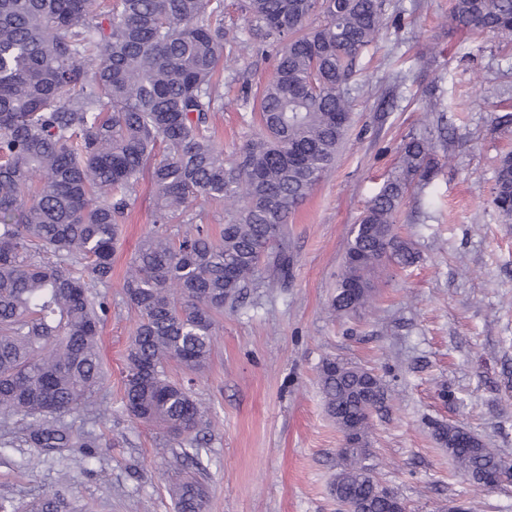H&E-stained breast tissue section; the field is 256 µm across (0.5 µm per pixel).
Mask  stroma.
Wrapping results in <instances>:
<instances>
[{
  "mask_svg": "<svg viewBox=\"0 0 512 512\" xmlns=\"http://www.w3.org/2000/svg\"><path fill=\"white\" fill-rule=\"evenodd\" d=\"M452 0H386L395 20L363 53L349 83L352 127L334 168L288 224V277L269 271L218 315L206 370L190 376L213 421L205 469L208 512H337L330 491L343 437L319 386L325 359L376 370L390 399L372 417L370 462L408 512H512V480L470 483L432 433L459 426L512 462V224L492 199L502 156L512 153V40L473 37L449 23ZM271 53L247 45L224 75L213 118L225 160L260 132L253 101L270 76ZM433 93L434 111H421ZM436 140L429 179L414 181L396 215L398 236L419 259L391 264L378 279L375 309L337 317L332 303L351 230L398 168L405 144ZM156 188L141 178L123 226L110 283L101 358L108 379L87 410L62 414L96 435L94 452L23 444L22 424L0 423V501L22 512L63 491L75 512H175V481L155 430L121 403L125 354L138 316L122 290L127 265L154 228ZM70 468L69 487L58 472Z\"/></svg>",
  "mask_w": 512,
  "mask_h": 512,
  "instance_id": "stroma-1",
  "label": "stroma"
}]
</instances>
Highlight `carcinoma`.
<instances>
[{"instance_id":"carcinoma-1","label":"carcinoma","mask_w":512,"mask_h":512,"mask_svg":"<svg viewBox=\"0 0 512 512\" xmlns=\"http://www.w3.org/2000/svg\"><path fill=\"white\" fill-rule=\"evenodd\" d=\"M248 40L224 30V0H0V418L27 423L35 448L94 447L54 419L88 408L104 377L100 330L107 311L93 283L112 280V257L136 185L157 190L154 230L132 257L124 293L139 323L126 355L122 403L160 430L177 469L199 455L207 410L169 379L176 362L201 372L215 318L243 298L260 262L288 272V220L333 166L352 120L347 85L386 26L384 0H243ZM452 24L512 36V0H453ZM276 50L256 103L263 135L224 161L211 131L219 69L247 42ZM165 155L157 159V145ZM435 152L404 147L401 170L354 225L333 301L340 315L371 307L374 277L412 254L395 233L408 185ZM200 200L224 202L219 240L188 219ZM493 203L512 222V155L498 165ZM319 383L339 431L357 424L362 447L344 448L332 494L341 509L365 499L395 512L399 495L365 464L371 415L388 399L374 370L323 362ZM458 472L481 480L508 464L470 432L435 423ZM177 512H206L188 478L170 488ZM31 512H68L42 496Z\"/></svg>"}]
</instances>
